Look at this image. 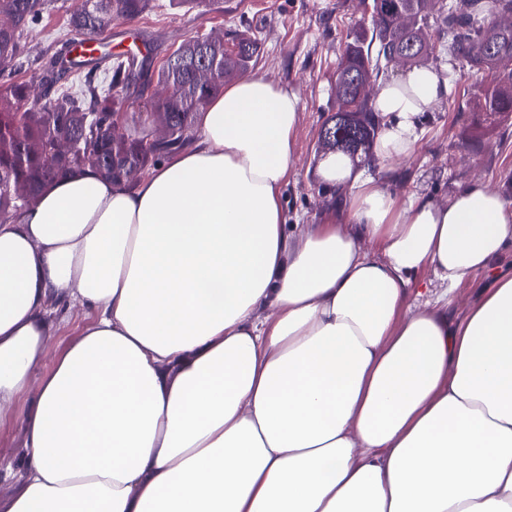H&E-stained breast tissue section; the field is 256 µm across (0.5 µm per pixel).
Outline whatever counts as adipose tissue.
<instances>
[{"label": "adipose tissue", "mask_w": 512, "mask_h": 512, "mask_svg": "<svg viewBox=\"0 0 512 512\" xmlns=\"http://www.w3.org/2000/svg\"><path fill=\"white\" fill-rule=\"evenodd\" d=\"M447 93L380 79L374 157L409 158ZM299 113L243 75L134 187L88 166L0 224V425L26 449L0 512H512V204L403 199L331 154L348 223L287 227ZM426 269L447 298L493 277L453 321L410 305ZM64 301L93 320L45 371Z\"/></svg>", "instance_id": "obj_1"}]
</instances>
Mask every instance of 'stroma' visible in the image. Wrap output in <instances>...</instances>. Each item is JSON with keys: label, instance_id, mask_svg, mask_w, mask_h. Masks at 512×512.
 Wrapping results in <instances>:
<instances>
[{"label": "stroma", "instance_id": "obj_1", "mask_svg": "<svg viewBox=\"0 0 512 512\" xmlns=\"http://www.w3.org/2000/svg\"><path fill=\"white\" fill-rule=\"evenodd\" d=\"M82 0H47L41 22L24 35L26 48L16 60V76L30 79L33 59L47 47H60L69 19ZM361 0H215L194 8L172 0H152L150 10L134 22L117 21L108 33L113 52L145 44L153 68H160L181 42L191 36L250 31L260 50L252 71L292 89L301 110L294 135V164L283 189L290 224H341L345 214L333 189L319 182L316 165L321 126L336 110V68L348 35L369 21ZM448 93L423 114L413 156L403 162L367 163V171L388 190L406 198L424 196L447 202L468 184L479 181L512 202V119L479 130L470 110L479 75L468 65H450ZM78 305H59L52 315L48 351L67 349L89 323ZM25 466L20 424L0 427V499L20 487Z\"/></svg>", "mask_w": 512, "mask_h": 512}]
</instances>
